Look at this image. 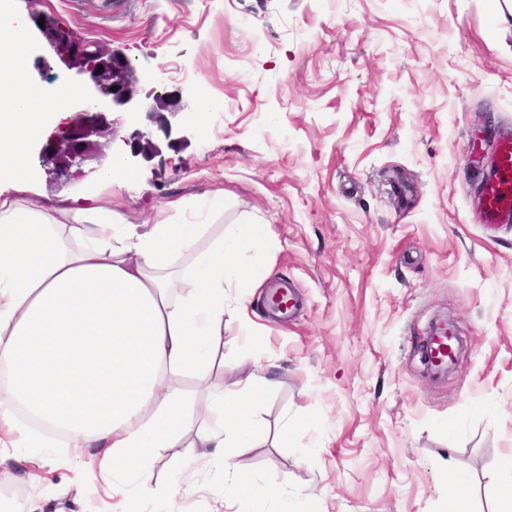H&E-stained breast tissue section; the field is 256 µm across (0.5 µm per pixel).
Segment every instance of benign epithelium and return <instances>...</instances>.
I'll list each match as a JSON object with an SVG mask.
<instances>
[{"label": "benign epithelium", "mask_w": 512, "mask_h": 512, "mask_svg": "<svg viewBox=\"0 0 512 512\" xmlns=\"http://www.w3.org/2000/svg\"><path fill=\"white\" fill-rule=\"evenodd\" d=\"M33 22L44 20L38 31L45 37L68 69L85 76V104L66 126L49 138L40 150L41 166L63 176H82L84 162L102 154L103 149L119 151L130 147L134 157H147L154 149L152 133L138 130L131 139L120 137L117 127L124 115L144 113L150 119L183 111L179 96L170 92L156 94L153 103L141 99L139 80L128 57L100 41H88L56 18L39 10L42 0H26ZM103 70H98V67Z\"/></svg>", "instance_id": "obj_1"}]
</instances>
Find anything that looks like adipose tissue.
Masks as SVG:
<instances>
[{"mask_svg":"<svg viewBox=\"0 0 512 512\" xmlns=\"http://www.w3.org/2000/svg\"><path fill=\"white\" fill-rule=\"evenodd\" d=\"M21 81L20 58L0 55V171L18 193L28 190L23 163L43 131ZM57 211L0 199V424L31 448L46 442L29 422L64 434L80 457L111 471L121 502L146 506L148 449L183 448L189 467L247 447L258 430L251 408L267 379L250 374L216 389L201 421L174 381L214 367L224 292L248 294L268 227L211 238L204 224H125L92 209L67 224Z\"/></svg>","mask_w":512,"mask_h":512,"instance_id":"ef3b65f1","label":"adipose tissue"}]
</instances>
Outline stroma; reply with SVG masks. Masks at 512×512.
<instances>
[{
	"mask_svg": "<svg viewBox=\"0 0 512 512\" xmlns=\"http://www.w3.org/2000/svg\"><path fill=\"white\" fill-rule=\"evenodd\" d=\"M84 36L133 63L143 95L179 92L174 132L150 158L105 181V153L69 180L25 164L32 200L117 210L152 221L170 200L176 224H265L261 281L237 321L227 289L224 368L177 385L190 407L212 385L257 371L272 385L254 409L266 432L235 449L237 470L322 512H446L453 462L471 512H496V469L512 456V228L486 232L471 213L482 120L512 126V0H45ZM14 47L28 85L69 70L27 23ZM298 306L277 315L269 294ZM464 338L453 372L421 361L427 325ZM300 421L288 441L273 427ZM0 434V512H115L99 467L76 455L12 447ZM176 448L154 449L155 504L176 512H256L224 497L222 458L181 471Z\"/></svg>",
	"mask_w": 512,
	"mask_h": 512,
	"instance_id": "stroma-1",
	"label": "stroma"
}]
</instances>
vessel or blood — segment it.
I'll return each mask as SVG.
<instances>
[{"label": "vessel or blood", "instance_id": "b4317fda", "mask_svg": "<svg viewBox=\"0 0 512 512\" xmlns=\"http://www.w3.org/2000/svg\"><path fill=\"white\" fill-rule=\"evenodd\" d=\"M471 204L484 223L512 224V132L500 135L494 160L484 169ZM453 348L447 327L440 326L430 332L428 351L436 372L447 371Z\"/></svg>", "mask_w": 512, "mask_h": 512}]
</instances>
